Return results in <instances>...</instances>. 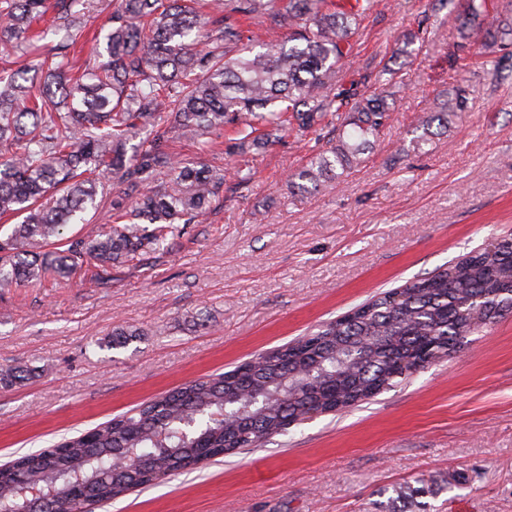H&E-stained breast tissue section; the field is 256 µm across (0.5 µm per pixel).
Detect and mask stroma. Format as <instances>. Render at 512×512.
Returning a JSON list of instances; mask_svg holds the SVG:
<instances>
[{"mask_svg": "<svg viewBox=\"0 0 512 512\" xmlns=\"http://www.w3.org/2000/svg\"><path fill=\"white\" fill-rule=\"evenodd\" d=\"M465 0H374L358 19L345 79L381 74L395 110L351 173L300 181L339 121L263 149L220 155L226 179L202 224L169 252L103 280L0 292V367L29 369L0 390V464L100 425L187 381L234 368L372 296L512 234V46L474 42L456 66ZM466 109L415 142L449 90ZM126 184L69 225L90 239ZM129 331L111 348L113 331ZM459 480L428 512H512V314L397 387L274 437L266 447L130 492L97 512H379L422 477Z\"/></svg>", "mask_w": 512, "mask_h": 512, "instance_id": "35a3bbf8", "label": "stroma"}]
</instances>
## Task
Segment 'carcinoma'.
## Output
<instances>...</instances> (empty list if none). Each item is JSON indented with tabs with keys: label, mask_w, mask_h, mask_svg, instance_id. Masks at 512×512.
<instances>
[{
	"label": "carcinoma",
	"mask_w": 512,
	"mask_h": 512,
	"mask_svg": "<svg viewBox=\"0 0 512 512\" xmlns=\"http://www.w3.org/2000/svg\"><path fill=\"white\" fill-rule=\"evenodd\" d=\"M91 0H0V217H20L0 240V289L46 277L68 281L85 266L101 272L142 250L169 246L179 224H199L228 171L203 161L177 163L176 139L202 141L229 128L240 154L304 135L328 115L342 120L335 146L311 156V180L347 172L384 128L394 106L368 89L369 77L342 81L352 25L373 0H115L102 50L76 65L71 45L45 54L33 25L48 12L67 28ZM264 19L284 37L257 50L245 23ZM484 46L512 45V24L490 22ZM467 106L456 88L425 121L444 129ZM139 144L130 145L135 139ZM139 191L127 211L112 201L109 230L64 240L98 208L103 181ZM512 313V237H491L442 271L388 290L350 312L234 369L162 393L102 425L0 468V512H78L82 492L101 504L129 487L158 481L213 459L260 447L303 423L302 416L369 400L435 362L439 354ZM0 368V388L26 379ZM395 491L389 512H417L420 492L449 489L425 479ZM50 498L33 506L22 486Z\"/></svg>",
	"instance_id": "obj_1"
}]
</instances>
